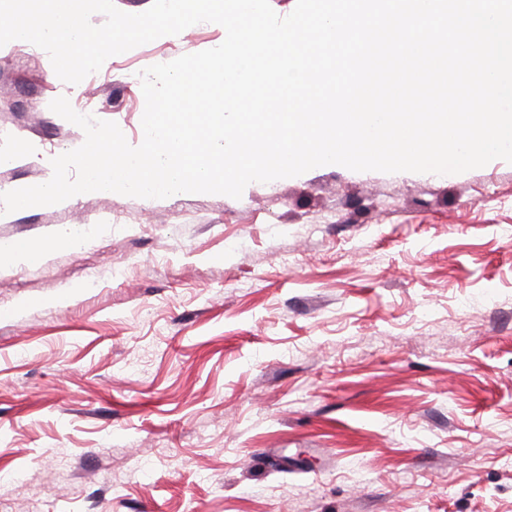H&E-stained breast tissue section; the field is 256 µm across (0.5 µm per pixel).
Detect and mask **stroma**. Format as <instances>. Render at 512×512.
<instances>
[{
    "label": "stroma",
    "instance_id": "stroma-1",
    "mask_svg": "<svg viewBox=\"0 0 512 512\" xmlns=\"http://www.w3.org/2000/svg\"><path fill=\"white\" fill-rule=\"evenodd\" d=\"M225 36L193 25L76 85L0 47V125L32 148L0 187L83 144L52 100L138 144L128 72ZM20 239L55 246L0 271V512H512V164L84 193L0 221Z\"/></svg>",
    "mask_w": 512,
    "mask_h": 512
}]
</instances>
